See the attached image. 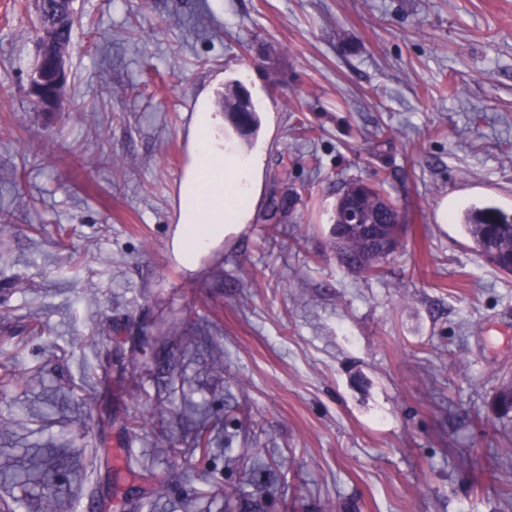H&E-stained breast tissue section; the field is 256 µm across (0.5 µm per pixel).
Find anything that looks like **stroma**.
I'll list each match as a JSON object with an SVG mask.
<instances>
[{"label":"stroma","instance_id":"stroma-1","mask_svg":"<svg viewBox=\"0 0 512 512\" xmlns=\"http://www.w3.org/2000/svg\"><path fill=\"white\" fill-rule=\"evenodd\" d=\"M74 9L47 113L26 93L35 2L0 0V506L512 512V416L491 406L512 276L443 220L512 212V0ZM235 81L273 114L263 196L293 203L192 273L170 244L189 126L203 88ZM355 179L407 224L375 278L332 248ZM199 426L204 453L185 445Z\"/></svg>","mask_w":512,"mask_h":512}]
</instances>
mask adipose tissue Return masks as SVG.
I'll return each instance as SVG.
<instances>
[{
  "label": "adipose tissue",
  "mask_w": 512,
  "mask_h": 512,
  "mask_svg": "<svg viewBox=\"0 0 512 512\" xmlns=\"http://www.w3.org/2000/svg\"><path fill=\"white\" fill-rule=\"evenodd\" d=\"M190 163L177 193V226L172 252L186 269L240 234L251 220L263 191L260 155L228 149L208 93L197 98L188 136Z\"/></svg>",
  "instance_id": "1"
}]
</instances>
